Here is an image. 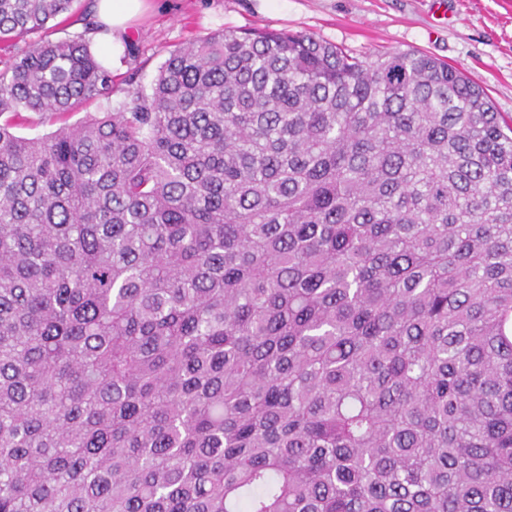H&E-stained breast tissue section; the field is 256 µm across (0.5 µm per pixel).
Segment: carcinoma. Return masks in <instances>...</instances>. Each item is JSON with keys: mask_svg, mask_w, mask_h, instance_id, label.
<instances>
[{"mask_svg": "<svg viewBox=\"0 0 512 512\" xmlns=\"http://www.w3.org/2000/svg\"><path fill=\"white\" fill-rule=\"evenodd\" d=\"M75 2L0 0V512H512V120L231 28L114 107ZM24 119L19 120L18 125L14 129V132L17 135L24 137H37L42 136L56 127H58L59 122H56L54 125H50L44 120L39 119V117L35 114L23 112Z\"/></svg>", "mask_w": 512, "mask_h": 512, "instance_id": "1", "label": "carcinoma"}]
</instances>
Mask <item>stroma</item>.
I'll use <instances>...</instances> for the list:
<instances>
[{
    "instance_id": "35a3bbf8",
    "label": "stroma",
    "mask_w": 512,
    "mask_h": 512,
    "mask_svg": "<svg viewBox=\"0 0 512 512\" xmlns=\"http://www.w3.org/2000/svg\"><path fill=\"white\" fill-rule=\"evenodd\" d=\"M222 28L313 34L357 56L419 50L512 115V0H146L124 33L129 52L113 60L114 102L130 73L151 88L171 50Z\"/></svg>"
}]
</instances>
